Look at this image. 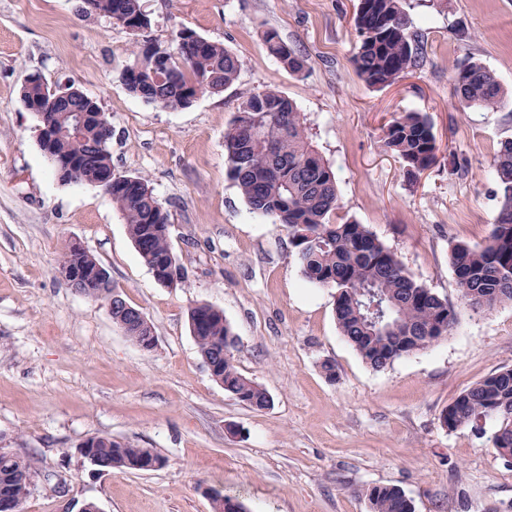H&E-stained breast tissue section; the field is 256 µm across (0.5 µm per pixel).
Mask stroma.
<instances>
[{
    "instance_id": "1",
    "label": "stroma",
    "mask_w": 512,
    "mask_h": 512,
    "mask_svg": "<svg viewBox=\"0 0 512 512\" xmlns=\"http://www.w3.org/2000/svg\"><path fill=\"white\" fill-rule=\"evenodd\" d=\"M77 4L0 0V448L32 460L22 512H79L87 500L102 512H212V488L249 512H371L369 491L382 485L401 488L414 512H512V462L492 446L497 419L440 421L461 392L512 368V304L472 308L450 264L457 242L490 236L498 211L494 155L512 138V0H406L427 54L380 90L352 65L358 0H143L142 38ZM181 27L232 49L240 72L222 94L164 109L130 93L120 72L144 40L167 45ZM269 30L307 71L267 52ZM473 58L504 90L497 110L458 103L456 70ZM35 73L74 83L108 113L112 168L149 181L183 285L155 280L111 197L55 177L19 95ZM269 88L296 104L332 167L339 221L367 225L455 309L446 336L373 370L339 331L333 289L306 281L287 233L244 201L227 176L224 130L241 98ZM400 112L428 113L438 145L413 182L382 142ZM74 239L150 321L153 350L61 276ZM201 302L223 310L234 364L267 390L268 408L243 405L211 377L188 327ZM92 435L154 449L166 464L97 473L75 452Z\"/></svg>"
}]
</instances>
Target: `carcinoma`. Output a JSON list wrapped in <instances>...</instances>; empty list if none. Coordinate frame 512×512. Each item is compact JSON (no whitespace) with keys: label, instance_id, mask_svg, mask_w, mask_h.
Listing matches in <instances>:
<instances>
[{"label":"carcinoma","instance_id":"cac0c4a2","mask_svg":"<svg viewBox=\"0 0 512 512\" xmlns=\"http://www.w3.org/2000/svg\"><path fill=\"white\" fill-rule=\"evenodd\" d=\"M404 0H359L354 17L359 44L352 58L357 76L369 87L383 89L419 67L425 58L424 40L413 30ZM97 14L116 21L149 20L140 0H96ZM177 30L166 49L171 65L163 76L153 74L149 63L136 53L130 66L140 72L126 81L134 95L166 109L191 105L187 92L220 94L237 80L240 61L224 44L207 41L198 51ZM268 52L292 73L307 68V59L296 53L276 32L264 35ZM76 109L94 112L99 104L70 85ZM454 92L464 109L495 110L503 102L496 76L482 62L471 60L455 75ZM65 130L56 152L85 156L83 182L93 185L101 169L112 166V131L88 127L70 129L68 117L56 113ZM387 150L404 163L406 173L417 178L437 158V141L430 117L421 112H401L388 124L383 137ZM228 176L250 208L288 233L293 256L303 277L335 290V315L341 334L362 360L381 370L395 360L424 349L448 334L457 314L405 269L398 255L370 229L355 221L333 222L341 208L336 176L313 145L301 113L282 92L268 89L243 98L224 131ZM496 196L499 209L491 235L483 243H457L450 261L461 298L473 308L512 304V139L500 141L495 156ZM127 175L112 177V198L127 226L134 246L148 247L139 256L147 266L173 253L168 213L149 181ZM98 264L90 253L64 252L61 267ZM199 323L190 327L202 357L224 353L215 377L224 390L239 395V402L266 408L268 392L244 377L233 364L231 350L236 336L224 313L208 304L198 308ZM112 321L136 345L141 333L116 312ZM444 414L457 428L484 417L499 421L493 448L512 460V369L499 371L460 393ZM149 454L99 435L92 458L111 471L125 469V462ZM31 475L27 458L15 454L0 459V494L22 505L30 494L26 477ZM372 512H412L411 501L396 486L370 490ZM213 512H247L238 498L215 491Z\"/></svg>","mask_w":512,"mask_h":512}]
</instances>
